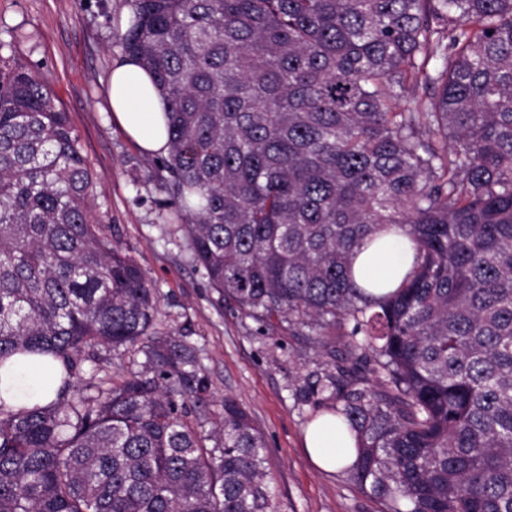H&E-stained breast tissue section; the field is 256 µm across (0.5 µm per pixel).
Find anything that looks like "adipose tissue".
I'll return each instance as SVG.
<instances>
[{
  "mask_svg": "<svg viewBox=\"0 0 512 512\" xmlns=\"http://www.w3.org/2000/svg\"><path fill=\"white\" fill-rule=\"evenodd\" d=\"M107 95L115 122L142 152L167 155V101L147 70L129 59L117 62L108 77ZM404 243L401 236H381L358 252L354 259L357 282L383 280L396 287L412 261ZM58 386V377L45 370L39 356H17L0 367V394L18 406L53 400ZM304 446L316 467L330 471L352 460L355 439L338 432L335 415L325 413L306 428Z\"/></svg>",
  "mask_w": 512,
  "mask_h": 512,
  "instance_id": "1",
  "label": "adipose tissue"
}]
</instances>
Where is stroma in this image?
<instances>
[{"mask_svg": "<svg viewBox=\"0 0 512 512\" xmlns=\"http://www.w3.org/2000/svg\"><path fill=\"white\" fill-rule=\"evenodd\" d=\"M130 18L127 0H0V56L23 62L50 85L92 175L93 216L159 291L156 331L186 333L195 346L212 391L195 407L203 430L218 420L224 397L250 411L270 448L278 512H386L347 471L318 470L304 455L313 409L295 400V384L328 372L327 355L303 336L263 334L208 286L179 226L168 220L157 157L142 153L114 122L106 80L123 57L114 35Z\"/></svg>", "mask_w": 512, "mask_h": 512, "instance_id": "1", "label": "stroma"}]
</instances>
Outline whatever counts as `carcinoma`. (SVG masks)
Segmentation results:
<instances>
[{
    "label": "carcinoma",
    "mask_w": 512,
    "mask_h": 512,
    "mask_svg": "<svg viewBox=\"0 0 512 512\" xmlns=\"http://www.w3.org/2000/svg\"><path fill=\"white\" fill-rule=\"evenodd\" d=\"M128 3L166 207L225 302L332 358L295 396L354 434L351 478L387 512H512V0ZM92 187L51 88L0 64V367L64 370L47 404L0 398V512H277L264 434L231 397L199 430L210 380ZM384 230L414 261L374 295L354 250ZM130 367L129 354L124 352L121 348L117 351H111L107 354L103 361H100L99 365L94 367V363L87 362L84 365V372L82 373L81 385L84 386L86 383L91 381V378L96 375L99 377L107 374L108 376H121L126 374L127 369ZM93 369H98L93 370Z\"/></svg>",
    "instance_id": "obj_1"
}]
</instances>
